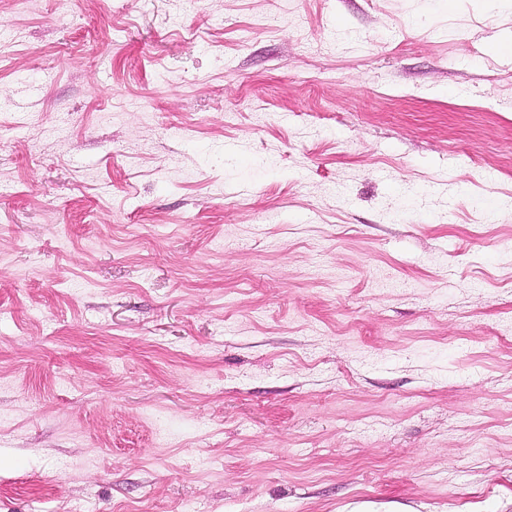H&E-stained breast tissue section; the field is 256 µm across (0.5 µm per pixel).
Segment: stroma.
Returning <instances> with one entry per match:
<instances>
[{
	"label": "stroma",
	"instance_id": "obj_1",
	"mask_svg": "<svg viewBox=\"0 0 512 512\" xmlns=\"http://www.w3.org/2000/svg\"><path fill=\"white\" fill-rule=\"evenodd\" d=\"M0 512H512V0H0Z\"/></svg>",
	"mask_w": 512,
	"mask_h": 512
}]
</instances>
